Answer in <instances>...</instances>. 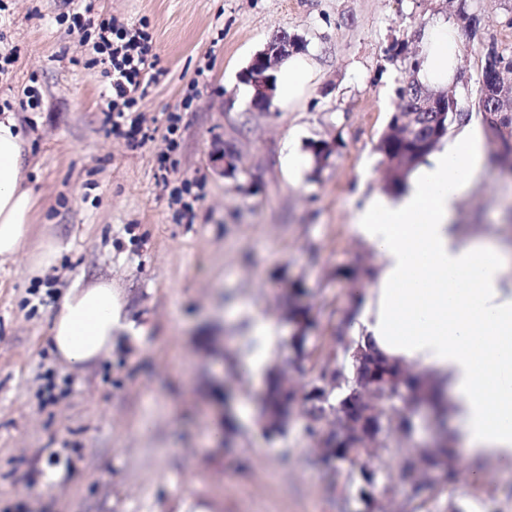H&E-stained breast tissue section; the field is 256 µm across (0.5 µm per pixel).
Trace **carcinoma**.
Returning <instances> with one entry per match:
<instances>
[{"instance_id": "1", "label": "carcinoma", "mask_w": 512, "mask_h": 512, "mask_svg": "<svg viewBox=\"0 0 512 512\" xmlns=\"http://www.w3.org/2000/svg\"><path fill=\"white\" fill-rule=\"evenodd\" d=\"M497 67L503 72L512 71V57L498 53L493 61H485L481 85H486L490 71ZM471 116L470 112L455 109L421 112L411 137L401 135L398 117H393L376 145L388 164V189L395 192L404 185L408 174L438 148L448 134L449 124H465ZM311 152L318 171L327 164L334 148L327 142H318ZM288 321L293 326L289 347L294 359L301 361L307 356L314 318L308 307L294 304L288 309ZM335 344L343 357L334 358L332 365H323L314 380L305 385H297L281 369L271 375L270 390L264 396L265 427L273 434L286 433L292 406L302 399L307 431L319 448L311 463L335 468L347 462L352 466L340 492L342 500L353 494L364 512H374L379 508V498L398 479L410 488L406 504L399 506V512H414L406 506L423 500L425 492L435 483L434 474L444 471V458L451 455L450 450H444L441 456L419 450L395 472H380L358 460L375 448L399 446L410 439L413 424L403 407L428 401L424 376L412 368L391 365L367 349L354 348L353 340L341 330L336 331Z\"/></svg>"}]
</instances>
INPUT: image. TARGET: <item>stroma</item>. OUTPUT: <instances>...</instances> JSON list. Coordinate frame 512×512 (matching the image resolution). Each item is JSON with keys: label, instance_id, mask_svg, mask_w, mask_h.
Listing matches in <instances>:
<instances>
[{"label": "stroma", "instance_id": "35a3bbf8", "mask_svg": "<svg viewBox=\"0 0 512 512\" xmlns=\"http://www.w3.org/2000/svg\"><path fill=\"white\" fill-rule=\"evenodd\" d=\"M0 48L17 62L0 77L27 139L26 184L38 199L30 246L57 237L69 249L39 277L25 255L0 264V512H360L342 502L310 459L315 442L294 409L285 435L262 430L263 382L246 364L263 345L256 316L278 329L268 368L304 384L327 362L352 302L371 285L351 280L376 254L353 231V209L385 195L376 150L401 104L406 59L436 19H476L461 32L450 83L468 132L488 46L512 55V0H94L93 21L147 24L160 72L135 107L141 136L103 123V65L79 32L58 24L75 0H1ZM301 40L309 80L295 106L251 102L242 73L276 35ZM36 87L40 109L18 104ZM179 116L170 166V116ZM335 151L315 170L313 143ZM305 156L289 172L288 149ZM233 154L235 170L222 157ZM512 179L484 162L455 221L469 235L512 238ZM111 280L122 317L112 355L86 371L48 352L49 328L77 279ZM318 328L308 359L293 362L288 298ZM413 448L451 433L448 418L412 408ZM428 492L422 512H512V471L483 466Z\"/></svg>", "mask_w": 512, "mask_h": 512}]
</instances>
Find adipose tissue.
Listing matches in <instances>:
<instances>
[{
    "label": "adipose tissue",
    "instance_id": "1",
    "mask_svg": "<svg viewBox=\"0 0 512 512\" xmlns=\"http://www.w3.org/2000/svg\"><path fill=\"white\" fill-rule=\"evenodd\" d=\"M460 39L441 22L422 43L418 79L450 83ZM25 139L0 115V261L23 251L37 201L23 185ZM478 140L461 131L433 154L398 199L376 196L354 230L378 256L371 288L351 312L353 340L393 364L433 376L450 397L467 461L512 469V261L465 235L454 216L481 168ZM122 306L111 281H76L54 315L50 352L81 368L106 359Z\"/></svg>",
    "mask_w": 512,
    "mask_h": 512
}]
</instances>
